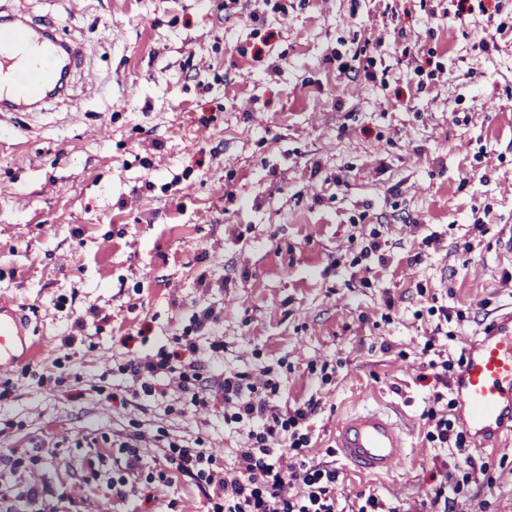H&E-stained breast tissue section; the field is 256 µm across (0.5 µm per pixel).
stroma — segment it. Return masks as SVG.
<instances>
[{
  "mask_svg": "<svg viewBox=\"0 0 512 512\" xmlns=\"http://www.w3.org/2000/svg\"><path fill=\"white\" fill-rule=\"evenodd\" d=\"M52 19L98 80L0 114V296L15 300L32 360L0 373V512L47 487L53 512H208L169 470L167 436L235 467L249 427L196 405L177 376L134 396L125 366L196 339L209 383L281 382V407L316 410L289 451L337 473L338 512H512V433L483 451L441 447L428 411L463 432L465 339L512 304V29L485 0H8ZM116 37L104 42L102 33ZM495 32V45L480 41ZM374 79L339 72L361 48ZM439 75L418 86L415 68ZM482 219V233L472 224ZM379 232L381 256L361 245ZM212 309L210 334L191 329ZM366 406L402 426L394 472L336 451ZM147 472L110 486L130 434ZM36 460L14 467L10 451ZM472 456L474 466L463 462Z\"/></svg>",
  "mask_w": 512,
  "mask_h": 512,
  "instance_id": "1",
  "label": "stroma"
}]
</instances>
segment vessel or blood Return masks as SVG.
Returning <instances> with one entry per match:
<instances>
[{"mask_svg":"<svg viewBox=\"0 0 512 512\" xmlns=\"http://www.w3.org/2000/svg\"><path fill=\"white\" fill-rule=\"evenodd\" d=\"M80 54L59 41L45 23L24 18L0 21V111H14L58 95L62 69H75ZM28 326L14 300L0 298V371L18 358L37 355L27 342ZM459 414L476 449L512 429V305L501 310L466 342L454 382ZM342 458L368 475L393 472L405 459L407 438L381 410L363 409L338 427Z\"/></svg>","mask_w":512,"mask_h":512,"instance_id":"1","label":"vessel or blood"}]
</instances>
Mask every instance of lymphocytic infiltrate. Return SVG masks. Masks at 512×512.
I'll return each instance as SVG.
<instances>
[{
  "label": "lymphocytic infiltrate",
  "mask_w": 512,
  "mask_h": 512,
  "mask_svg": "<svg viewBox=\"0 0 512 512\" xmlns=\"http://www.w3.org/2000/svg\"><path fill=\"white\" fill-rule=\"evenodd\" d=\"M189 362H173L170 357L142 358L128 361L130 376L140 381L145 395L155 390L154 380L161 374L184 375L186 369H201L195 342L182 346ZM280 390V381L265 375L262 381H253L245 373L226 374L216 386L192 388L191 400L207 403L211 393H220L231 420L248 422L250 444L241 451L235 469L222 473L211 471L210 458L188 445L172 441L166 458L171 469L179 474L215 487L212 512H336L332 487L336 483L335 470L313 465L307 461L285 462L277 456L276 447L304 448L306 437L299 435L298 427L306 424L315 411L308 402L283 410L272 402Z\"/></svg>",
  "instance_id": "lymphocytic-infiltrate-1"
}]
</instances>
